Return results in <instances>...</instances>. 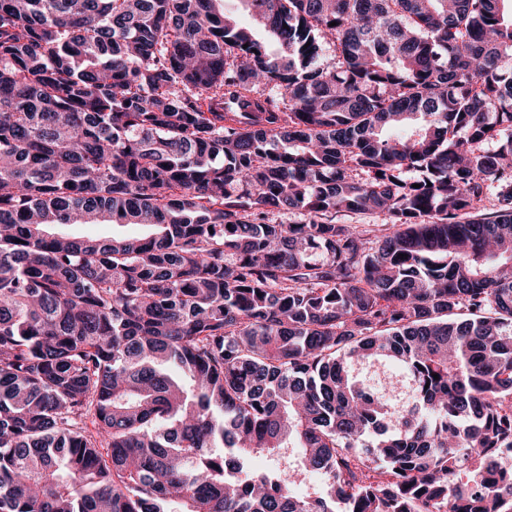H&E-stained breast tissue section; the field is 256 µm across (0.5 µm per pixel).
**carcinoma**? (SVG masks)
Returning a JSON list of instances; mask_svg holds the SVG:
<instances>
[{"label": "carcinoma", "mask_w": 512, "mask_h": 512, "mask_svg": "<svg viewBox=\"0 0 512 512\" xmlns=\"http://www.w3.org/2000/svg\"><path fill=\"white\" fill-rule=\"evenodd\" d=\"M217 2L0 0V512H512V0Z\"/></svg>", "instance_id": "cac0c4a2"}]
</instances>
